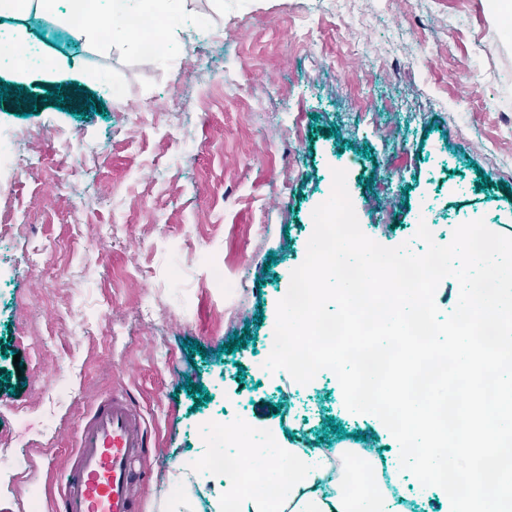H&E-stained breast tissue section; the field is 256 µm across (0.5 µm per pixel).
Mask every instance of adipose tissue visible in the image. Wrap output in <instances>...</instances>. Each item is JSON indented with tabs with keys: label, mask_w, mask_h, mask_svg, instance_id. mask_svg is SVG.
Segmentation results:
<instances>
[{
	"label": "adipose tissue",
	"mask_w": 512,
	"mask_h": 512,
	"mask_svg": "<svg viewBox=\"0 0 512 512\" xmlns=\"http://www.w3.org/2000/svg\"><path fill=\"white\" fill-rule=\"evenodd\" d=\"M262 462L270 472L289 473L277 504L248 493L243 480L234 474L224 475L217 501H237L239 512H402L400 505L388 503L379 487L353 497L346 493L344 481L328 485L333 464L319 449L281 445L264 451Z\"/></svg>",
	"instance_id": "obj_1"
}]
</instances>
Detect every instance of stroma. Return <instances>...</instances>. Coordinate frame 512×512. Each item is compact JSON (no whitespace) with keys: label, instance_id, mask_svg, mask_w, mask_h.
Wrapping results in <instances>:
<instances>
[{"label":"stroma","instance_id":"obj_1","mask_svg":"<svg viewBox=\"0 0 512 512\" xmlns=\"http://www.w3.org/2000/svg\"><path fill=\"white\" fill-rule=\"evenodd\" d=\"M174 36L144 58L130 34L75 33L67 0L0 21L43 63L0 53V84L38 105L0 103V132L38 134L35 162L0 189V512H49L47 469L70 466L96 399L126 390L147 419L150 475L137 495L163 512L175 468L209 452L205 427L241 407L281 444L397 446L349 412L336 375L301 385L266 369L277 303L307 254L333 170L363 233L423 246L483 219L512 236V34L501 0H170ZM366 22L378 55L366 53ZM376 79L364 83V74ZM475 76L478 97L456 93ZM83 88L104 112L55 108ZM377 98L370 118L349 112ZM399 180H392V169ZM488 178L479 188L480 178ZM249 330L255 343L219 347ZM203 354L189 359L185 341ZM203 387L196 405L186 381ZM344 432L326 433L327 417Z\"/></svg>","mask_w":512,"mask_h":512}]
</instances>
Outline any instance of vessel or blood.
<instances>
[{"label":"vessel or blood","instance_id":"vessel-or-blood-1","mask_svg":"<svg viewBox=\"0 0 512 512\" xmlns=\"http://www.w3.org/2000/svg\"><path fill=\"white\" fill-rule=\"evenodd\" d=\"M148 457L147 425L127 392L96 400L58 483L54 512H139L134 488L147 474Z\"/></svg>","mask_w":512,"mask_h":512}]
</instances>
